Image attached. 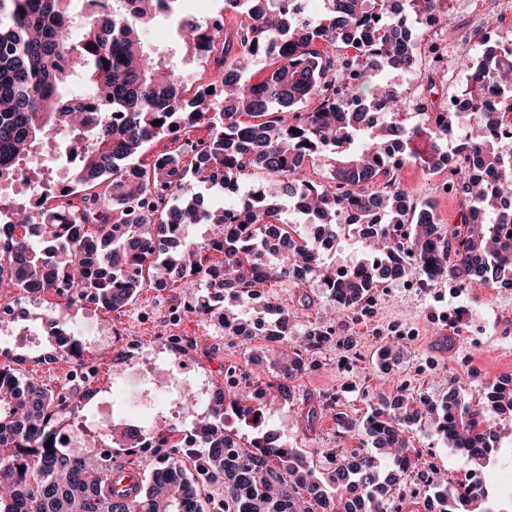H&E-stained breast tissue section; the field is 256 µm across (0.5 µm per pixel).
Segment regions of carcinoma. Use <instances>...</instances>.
<instances>
[{"label":"carcinoma","mask_w":512,"mask_h":512,"mask_svg":"<svg viewBox=\"0 0 512 512\" xmlns=\"http://www.w3.org/2000/svg\"><path fill=\"white\" fill-rule=\"evenodd\" d=\"M391 2L323 0L324 18L303 23L292 19L284 0H224L223 10L240 24L222 42L214 82L187 100L172 59L208 60L217 32L210 20L189 16L185 0H0V192L14 193L20 162L53 137L84 143L68 158L66 187L81 206L22 208L13 223L0 226V291L55 293L119 313L148 282L186 281L220 265L224 273L209 287L224 289L240 306L263 283L313 278L330 301L355 310L372 289L413 270L431 281H512V210H499L512 196V163L501 148L512 129V78H504L512 67L499 66L493 47L477 62L462 61L473 71L467 96L483 128L466 142L477 171L451 185L461 222L441 227L427 205L419 222L405 223L409 193L379 142L399 140L406 159L439 173L453 165L448 131L464 120L459 112H435L429 122L408 124L400 118L399 92L377 91L376 69L411 74L419 66L407 28L385 17ZM161 18L176 23V39L165 50L142 36ZM378 19L381 27L367 40L347 32ZM322 40L346 43L354 54H328L317 48ZM256 41L270 44L273 62L254 82L243 61ZM488 82L506 99L496 109L480 92ZM332 83L340 90L333 96ZM317 97L314 111L299 112ZM376 106L385 110L380 128L370 119ZM198 124L210 129L199 151L160 154L150 171L133 163L149 141ZM315 163L331 169L333 185L306 177ZM249 167L274 184L253 187L237 204L209 207L197 195L183 196L194 183L222 190ZM379 176L386 190L375 198L368 188ZM377 206L386 222L365 239H382L386 248L341 270L323 263L311 238L282 217L289 209L312 216L320 236L340 240L346 229L340 214ZM242 323L224 309V335L244 346L251 337L241 335ZM81 352L80 337L54 333L43 358ZM269 366L273 381L265 386L291 397L300 357ZM87 397L57 398L0 362V512H204L203 483L215 476L224 484L223 512H402L390 488L409 457L388 449L403 447L408 427L429 421L477 470L488 462L487 440L495 435L481 409L453 395L423 407L407 397L384 400L360 424L336 416L344 433L362 426L372 451L343 457L317 475L302 451L266 430L268 403L218 389L198 424V470L189 473L173 458L131 498L110 484L112 453L102 454L96 443L45 448L54 424L82 412ZM488 401L512 411V383L493 384ZM229 421L251 428L247 444L226 429ZM141 432L129 419L119 423L118 437L129 448ZM429 512L495 510L485 489L467 479L436 488Z\"/></svg>","instance_id":"cac0c4a2"}]
</instances>
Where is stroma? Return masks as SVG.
I'll return each instance as SVG.
<instances>
[{
    "label": "stroma",
    "mask_w": 512,
    "mask_h": 512,
    "mask_svg": "<svg viewBox=\"0 0 512 512\" xmlns=\"http://www.w3.org/2000/svg\"><path fill=\"white\" fill-rule=\"evenodd\" d=\"M398 176L410 195L432 206L441 223H458L460 200L454 192L441 189L437 180L416 164H406ZM262 290L269 302L288 311L292 328L287 346L298 351L304 362L292 397L272 401L268 425L282 434L289 447L305 452L316 471H326L334 458L371 447L360 427L340 433L336 414H347L360 423L380 398L391 400L400 393L438 403L450 390H460L465 402L483 407L497 431L500 449L512 450V412L486 407L491 385L512 375L511 284L466 280L452 288L442 281L417 291L403 281L392 280L373 289L370 299L355 311L332 304L312 279L303 283L272 281ZM187 294L186 288L175 283L167 297L170 303L186 308L181 328L184 354L209 389L223 387L230 369L243 391L269 381L265 365L250 359L251 351L267 347V340L258 336L244 347L229 338L202 334L199 313L185 303ZM47 315L66 323L77 319L125 325L127 336L116 337L111 349L90 346L84 353L87 363L99 372L97 386L105 396L112 393L113 379L126 370L124 363L114 359L115 353L125 351L126 337L149 348L159 342L131 321L129 312L108 314L89 305H68L65 297L53 293L44 295L29 308L25 324L30 335L0 340V350L26 357L22 373L40 383L46 382L47 376L31 360L49 346L43 322ZM442 325L448 326L451 337L447 353L440 355L430 341L434 328ZM315 329L325 331L326 336L320 346L312 347L307 338ZM409 446L411 466L391 494L403 498L412 512H427L432 482L454 485L473 471L467 458L428 424L411 426Z\"/></svg>",
    "instance_id": "1"
}]
</instances>
